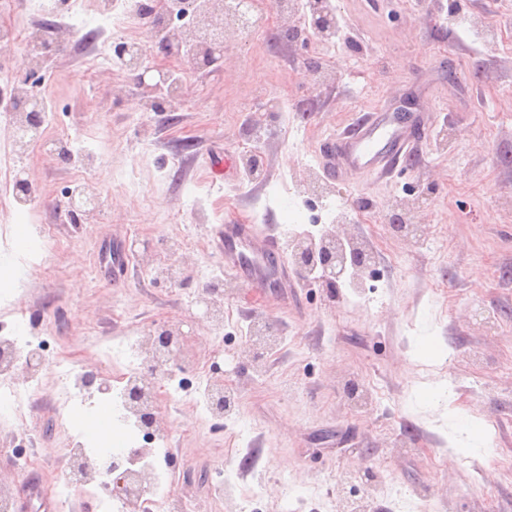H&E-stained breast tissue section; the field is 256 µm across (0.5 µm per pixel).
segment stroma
Wrapping results in <instances>:
<instances>
[{"instance_id":"35a3bbf8","label":"stroma","mask_w":512,"mask_h":512,"mask_svg":"<svg viewBox=\"0 0 512 512\" xmlns=\"http://www.w3.org/2000/svg\"><path fill=\"white\" fill-rule=\"evenodd\" d=\"M12 3L33 30L79 28L40 70L53 112L35 149H16L0 113V264L15 271L0 287V323L25 309L31 334L50 353H75L84 371L100 367L106 344L156 324L182 326L187 355L202 363L223 336L236 398L223 421L205 416L193 390L159 406L177 427L164 450L170 490L203 500L223 483L217 512H340L358 476L370 512H512V480L496 464L512 455V0H327L342 35L298 41L275 35L299 16L250 0L265 34L227 33L221 62L202 70L157 53L122 6L107 16L100 0ZM129 38L145 45V67L178 79L165 109L148 106L134 74L113 63L88 77L89 58ZM409 95L427 129L411 164L385 177L324 178L323 138ZM61 128L71 166L58 156ZM224 156L227 173L214 167ZM79 173L100 194L82 221L68 211ZM20 176L34 189L24 203ZM131 180L137 191L125 190ZM314 180L322 192L311 191ZM400 204L411 209L409 231L372 222ZM228 214L285 241L341 227L369 245L372 267L332 293L302 278L280 299L224 274L232 292L214 327L195 297ZM22 224L35 235L54 226L63 249L51 271L19 245ZM134 239L149 250L132 253L127 272L100 270L102 252ZM170 260L188 282L151 279ZM259 320L281 343L255 363L241 356L240 330ZM56 399L42 370L32 422L0 418V485L31 482L28 512H101L103 490L73 489L62 510L45 493L66 473L73 437L97 445L54 418ZM19 452L40 468L17 469Z\"/></svg>"}]
</instances>
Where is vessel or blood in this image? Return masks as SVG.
<instances>
[{"label":"vessel or blood","instance_id":"vessel-or-blood-1","mask_svg":"<svg viewBox=\"0 0 512 512\" xmlns=\"http://www.w3.org/2000/svg\"><path fill=\"white\" fill-rule=\"evenodd\" d=\"M424 137L415 113L383 109L362 113L342 133L320 144L321 170L330 180L351 172L389 175L412 158L415 145ZM219 238L220 262L226 272L254 291L285 292L288 270L278 236L258 233L253 225L228 216Z\"/></svg>","mask_w":512,"mask_h":512}]
</instances>
